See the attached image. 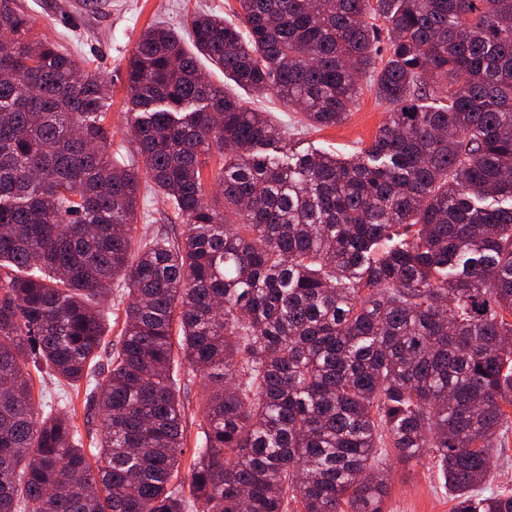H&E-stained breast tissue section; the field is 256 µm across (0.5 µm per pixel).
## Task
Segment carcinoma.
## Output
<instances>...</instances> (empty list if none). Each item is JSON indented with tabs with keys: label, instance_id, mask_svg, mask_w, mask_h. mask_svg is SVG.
<instances>
[{
	"label": "carcinoma",
	"instance_id": "obj_1",
	"mask_svg": "<svg viewBox=\"0 0 512 512\" xmlns=\"http://www.w3.org/2000/svg\"><path fill=\"white\" fill-rule=\"evenodd\" d=\"M238 4L187 20L197 53L317 129L369 78L392 109L356 158L292 153L152 25L130 162L107 82L0 0V512H383L389 447L512 512L474 495L512 428V0ZM144 183L180 237L136 235ZM177 352L207 388L183 479ZM30 364L100 438L37 413Z\"/></svg>",
	"mask_w": 512,
	"mask_h": 512
}]
</instances>
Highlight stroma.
<instances>
[{
  "label": "stroma",
  "instance_id": "stroma-1",
  "mask_svg": "<svg viewBox=\"0 0 512 512\" xmlns=\"http://www.w3.org/2000/svg\"><path fill=\"white\" fill-rule=\"evenodd\" d=\"M26 17L35 21L34 30L41 36L64 45L79 61L97 72L111 85L108 101L109 124L113 147L128 145L130 135L124 115L128 89L125 66L135 51L140 34L150 25L162 24L183 29L194 13H211L232 17L237 0H18ZM199 66L213 83L235 92L242 105L266 113L278 126L295 150L324 151L342 157L356 155L368 146L386 121L389 107L381 103L370 86H363L359 100L347 119L334 127L314 129L302 122L300 112L288 109L275 95L260 96L235 87L221 69L206 58ZM179 378L191 384L181 398L185 404L187 442L180 457L181 468H188L199 430V401L204 391L200 377L190 376L186 365H179ZM36 405L72 401L80 434H87L84 395L72 388L58 386L44 373H33ZM378 462L388 474L389 490L384 512H453L454 493L445 486L429 460L404 461L392 449L383 450Z\"/></svg>",
  "mask_w": 512,
  "mask_h": 512
}]
</instances>
